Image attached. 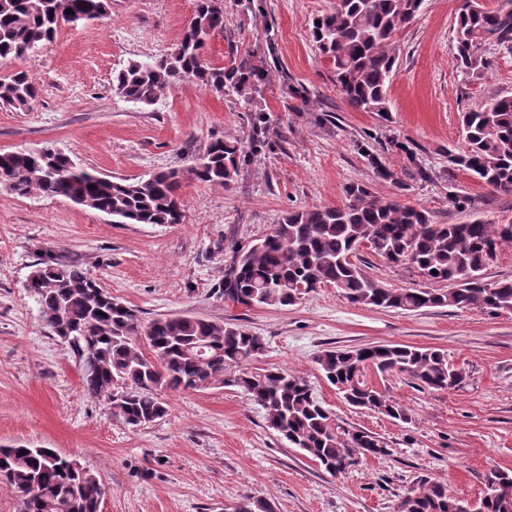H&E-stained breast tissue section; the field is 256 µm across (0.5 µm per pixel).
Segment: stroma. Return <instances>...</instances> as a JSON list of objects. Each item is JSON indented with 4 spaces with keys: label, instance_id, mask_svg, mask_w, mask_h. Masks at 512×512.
Instances as JSON below:
<instances>
[{
    "label": "stroma",
    "instance_id": "35a3bbf8",
    "mask_svg": "<svg viewBox=\"0 0 512 512\" xmlns=\"http://www.w3.org/2000/svg\"><path fill=\"white\" fill-rule=\"evenodd\" d=\"M335 3L260 0L247 10L240 0H223L224 30L204 56L224 67L244 58L265 63L267 76L247 102L193 82L165 88L151 107L113 91L116 69L174 50L196 0H112L105 18L62 26L39 55L0 59V76L25 71L39 90L29 110L0 106V151L51 144L109 178L187 168L212 140H248L255 114L266 117L271 148L231 188L182 181L181 224H115L60 197L0 188V444L26 442L77 459L104 485L101 512H224L245 495L270 500L276 512H396L420 478L474 503L489 470H512V312L368 308L331 285L292 306L247 309L218 291L231 247L270 233L287 211L342 204L351 182L401 195L439 224L512 222V194L448 164L449 150L461 145L462 113L512 94V53L487 47L490 68L463 75L454 61L462 0H425L397 37L385 120L346 104L312 41V19ZM393 139L416 148L427 180L412 176L390 149ZM370 152L397 182H376ZM48 253L79 262L142 321L192 313L263 336L259 366L304 376L340 423L379 436L388 455L330 475L269 428L258 405L221 384L162 391L166 414L127 426L84 393L78 362L26 287ZM359 264L390 288L427 286L417 270L364 249ZM379 344L442 350L464 380L432 389L370 369L365 383L404 405L411 419L354 408L325 380L316 357Z\"/></svg>",
    "mask_w": 512,
    "mask_h": 512
}]
</instances>
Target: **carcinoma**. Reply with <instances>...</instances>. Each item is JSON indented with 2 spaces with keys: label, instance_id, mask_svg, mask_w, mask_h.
<instances>
[{
  "label": "carcinoma",
  "instance_id": "obj_1",
  "mask_svg": "<svg viewBox=\"0 0 512 512\" xmlns=\"http://www.w3.org/2000/svg\"><path fill=\"white\" fill-rule=\"evenodd\" d=\"M112 0H0V58L36 54L64 24L108 15ZM424 0H338L312 21V39L332 65L336 87L354 110L390 118L389 84L397 65L396 35L411 25ZM72 13H66V9ZM224 31L221 0H196L195 12L175 50L154 62L131 61L118 70L112 88L128 100L152 106L169 85L192 81L214 93L251 100L263 67L241 61L228 68L203 58L215 34ZM456 67L477 75L489 65L485 44L512 50V9H486L472 0L456 18ZM37 90L23 71L0 79V104L24 110ZM266 118L255 117L250 151L235 137L217 138L184 170L169 169L138 179L102 177L78 167L46 146L37 152L0 153V187L20 196L63 197L112 216L114 224H182L177 191L185 176L212 185H234L250 155L269 145ZM462 146L448 153L462 170L489 189L512 194V94L493 97L462 113ZM428 177L417 153L393 142ZM375 177L397 181L373 153H365ZM339 206L290 210L263 238L234 246L225 260L224 300L246 308L290 306L330 284L350 302L415 311L448 306L489 313L512 311V280L489 281L488 263L512 246V224L475 220L436 224L428 211L358 183L343 188ZM393 265H410L431 288H388L355 262L362 241ZM437 274H432V271ZM26 288L40 305L52 333L64 340L81 365L85 393L108 400L112 414L140 427L162 418V390H197L217 382L243 392L265 413L268 426L325 471L346 473L367 457L387 455L384 441L346 428L324 407L308 380L281 368L254 366L264 338L245 327L192 315H161L142 323L138 311L112 297L80 265L47 254L34 265ZM325 379L358 408L406 422L404 406L362 380L365 370L399 372L419 385L451 389L463 380L445 353L409 345L327 349L317 356ZM0 483L27 489L21 512H100L104 487L91 471L71 468L51 448L0 446ZM484 496L469 512H512V471L491 470ZM466 502L428 478L408 489L397 512H462ZM232 512H275L262 498L245 495Z\"/></svg>",
  "mask_w": 512,
  "mask_h": 512
}]
</instances>
